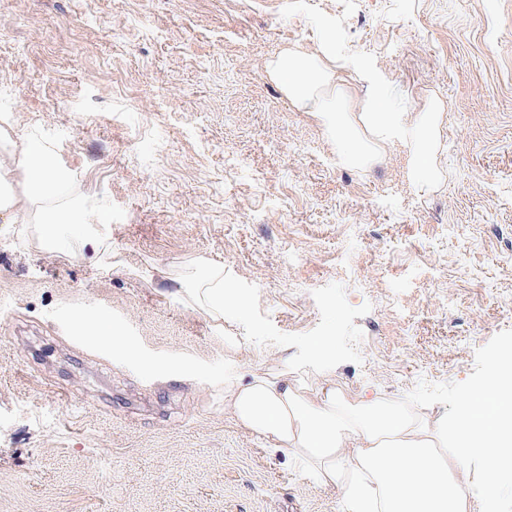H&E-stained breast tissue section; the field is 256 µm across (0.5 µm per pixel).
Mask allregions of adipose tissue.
<instances>
[{
  "label": "adipose tissue",
  "instance_id": "1",
  "mask_svg": "<svg viewBox=\"0 0 512 512\" xmlns=\"http://www.w3.org/2000/svg\"><path fill=\"white\" fill-rule=\"evenodd\" d=\"M266 77L297 111L317 117L335 140L340 160L363 166L397 149L406 179L429 191L439 180L432 156L445 105L432 99L417 112H397L373 69L344 71L336 49L285 46L264 64ZM27 176L23 193L13 170ZM67 176L51 151L26 142L0 158V222L18 221L21 203L36 210L45 248L92 217L66 193ZM224 406L252 434L305 461L323 487L339 491L342 512H473L492 507L512 483V351L491 362L485 377L458 402L452 417L426 419L380 400L344 403L331 383L304 394L287 372L253 374L224 384ZM478 458L485 479L473 488L462 463Z\"/></svg>",
  "mask_w": 512,
  "mask_h": 512
}]
</instances>
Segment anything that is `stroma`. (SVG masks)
Instances as JSON below:
<instances>
[{
	"instance_id": "35a3bbf8",
	"label": "stroma",
	"mask_w": 512,
	"mask_h": 512,
	"mask_svg": "<svg viewBox=\"0 0 512 512\" xmlns=\"http://www.w3.org/2000/svg\"><path fill=\"white\" fill-rule=\"evenodd\" d=\"M324 40L399 111L444 99L441 184L341 163L267 79ZM1 126L98 221L89 250L0 226V512H339L225 381L449 417L512 349V0H0ZM212 267L234 312L196 297Z\"/></svg>"
}]
</instances>
